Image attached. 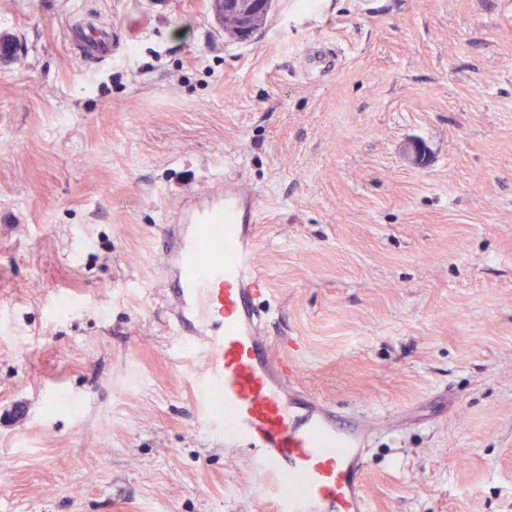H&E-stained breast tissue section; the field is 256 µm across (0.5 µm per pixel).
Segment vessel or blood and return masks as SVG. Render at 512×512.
I'll use <instances>...</instances> for the list:
<instances>
[{"mask_svg":"<svg viewBox=\"0 0 512 512\" xmlns=\"http://www.w3.org/2000/svg\"><path fill=\"white\" fill-rule=\"evenodd\" d=\"M73 35L86 56L112 52L107 26L88 24ZM338 64L321 49L307 56L313 74ZM259 220L258 198L234 178H218L169 225L160 252L178 334L203 354L195 379L201 418L273 479L276 512H369V419L304 392L296 363L277 355L263 333L260 302L269 288L255 261Z\"/></svg>","mask_w":512,"mask_h":512,"instance_id":"obj_1","label":"vessel or blood"}]
</instances>
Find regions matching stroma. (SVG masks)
<instances>
[{
	"instance_id": "stroma-1",
	"label": "stroma",
	"mask_w": 512,
	"mask_h": 512,
	"mask_svg": "<svg viewBox=\"0 0 512 512\" xmlns=\"http://www.w3.org/2000/svg\"><path fill=\"white\" fill-rule=\"evenodd\" d=\"M502 5L273 0L237 41L212 0H0V512H274L199 422L157 268L226 172L260 196L277 354L375 424L370 512H512ZM81 17L116 55L82 59ZM339 65L338 56L325 50L316 49L307 56V67L311 74H322L333 71Z\"/></svg>"
}]
</instances>
